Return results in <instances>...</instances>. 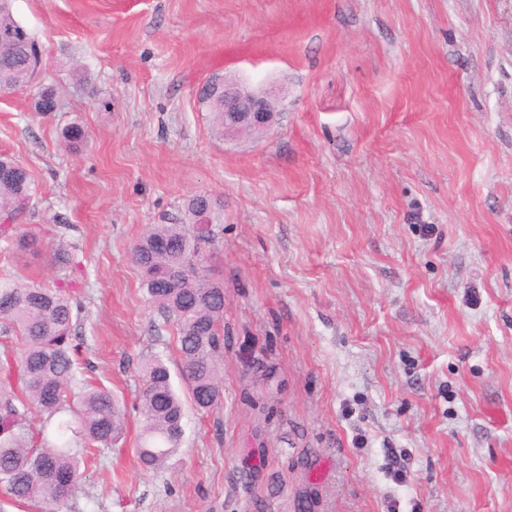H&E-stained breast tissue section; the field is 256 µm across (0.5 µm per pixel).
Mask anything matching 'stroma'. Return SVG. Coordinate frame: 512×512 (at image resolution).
<instances>
[{
	"instance_id": "35a3bbf8",
	"label": "stroma",
	"mask_w": 512,
	"mask_h": 512,
	"mask_svg": "<svg viewBox=\"0 0 512 512\" xmlns=\"http://www.w3.org/2000/svg\"><path fill=\"white\" fill-rule=\"evenodd\" d=\"M40 86L0 95L37 198L0 277L72 258L82 379L125 410L54 512H512V0H14ZM275 88L219 136L213 74ZM58 108H35L41 87ZM85 140L66 147L71 123ZM224 205L223 399L136 462L141 364L173 331L132 247L184 199ZM67 215L70 229L57 227Z\"/></svg>"
}]
</instances>
